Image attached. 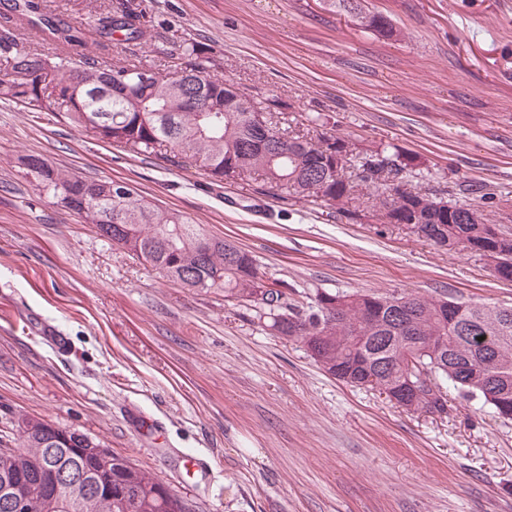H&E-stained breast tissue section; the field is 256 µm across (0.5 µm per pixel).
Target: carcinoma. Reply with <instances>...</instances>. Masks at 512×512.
Listing matches in <instances>:
<instances>
[{"instance_id":"cac0c4a2","label":"carcinoma","mask_w":512,"mask_h":512,"mask_svg":"<svg viewBox=\"0 0 512 512\" xmlns=\"http://www.w3.org/2000/svg\"><path fill=\"white\" fill-rule=\"evenodd\" d=\"M35 0H10L0 23V99L63 112L92 140L123 148L167 165H199L211 180L224 182L259 173L261 193L343 206L353 185L345 178L353 162L347 139L321 133L290 135L274 114L285 103L264 105L230 80L211 72L199 43L184 40L167 53L172 65L160 69L143 59L114 63L104 56L72 54L81 43L80 29L45 24L46 38L66 49L43 53L18 25H36ZM99 33L124 43L146 37L139 0H97ZM361 25L392 32L381 15L361 16ZM24 175L39 196L81 215L96 226L103 241L129 250L164 277L188 288H222L224 296L252 302L259 318L279 336L301 344L329 375L379 393L401 389L421 370L450 384L464 399L488 406L512 420V307H489L446 299L382 293L316 290L306 301H289L287 293L266 286L256 259L236 244L211 237L183 215L161 210L124 183L88 180L53 167L38 155L19 158ZM412 160L387 150L365 154L357 178L372 190L379 218L402 224L435 246L481 253L503 242L497 255L503 280L512 281V238L484 222L468 205L433 194L413 192L407 182ZM296 316L302 332L287 317ZM495 346L483 363L482 337ZM48 422L22 417L0 435L16 451L0 452V473L24 475L29 484L26 512H59L43 485L53 468L78 462L49 451ZM85 459L112 477L124 493L108 499L94 493L77 498L69 512H191L186 500L163 489L149 471L113 454L89 435L69 431Z\"/></svg>"}]
</instances>
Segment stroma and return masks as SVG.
Instances as JSON below:
<instances>
[{
	"mask_svg": "<svg viewBox=\"0 0 512 512\" xmlns=\"http://www.w3.org/2000/svg\"><path fill=\"white\" fill-rule=\"evenodd\" d=\"M149 60L174 35L255 101L310 116L358 154L398 149L409 187L470 205L512 234V0H361L385 37L326 0H142ZM51 20L102 43L87 0ZM40 154L126 183L257 260L271 288L406 293L512 307V281L474 254L378 221L364 187L352 221L87 139L59 115L0 100V426L31 416L87 433L169 485L193 512H512V422L456 391L448 413L408 410L327 374L256 307L187 288L38 198L17 159ZM203 458L204 473L183 467Z\"/></svg>",
	"mask_w": 512,
	"mask_h": 512,
	"instance_id": "obj_1",
	"label": "stroma"
}]
</instances>
